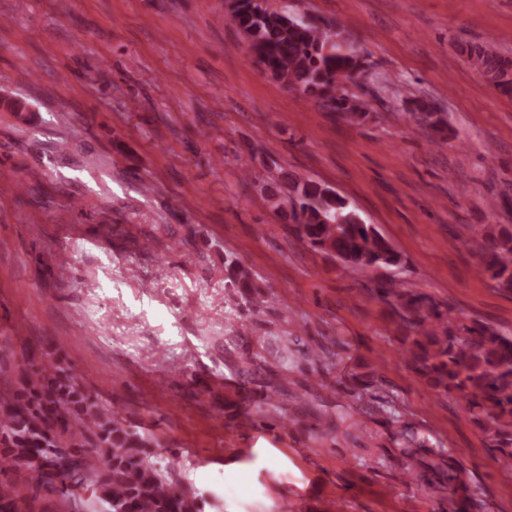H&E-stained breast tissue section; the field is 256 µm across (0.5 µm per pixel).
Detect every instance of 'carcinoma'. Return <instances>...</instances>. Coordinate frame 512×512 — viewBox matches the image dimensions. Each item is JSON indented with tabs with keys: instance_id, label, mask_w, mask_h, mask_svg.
Instances as JSON below:
<instances>
[{
	"instance_id": "1",
	"label": "carcinoma",
	"mask_w": 512,
	"mask_h": 512,
	"mask_svg": "<svg viewBox=\"0 0 512 512\" xmlns=\"http://www.w3.org/2000/svg\"><path fill=\"white\" fill-rule=\"evenodd\" d=\"M231 21L244 32L252 58L269 77L294 94L331 109L336 119L360 124L367 113L363 101L340 89L339 76L363 66L364 56L338 24L306 19L288 6L259 0H233ZM470 64L504 95H512V59L487 40L469 49ZM408 123L425 126L433 141L445 140V127L436 112L423 107L407 114ZM287 203L294 235L313 250L334 259L348 271L389 269L402 257L374 224L362 221L347 199L325 183L288 175ZM478 272L500 288L512 289V225L497 224L484 232L478 246ZM224 287L250 299L257 285L245 262L224 258ZM374 298L391 309V317L412 370L434 389L464 401V409L486 435L490 446L512 466V336L479 320L449 317L448 311L425 294L394 281L378 282ZM77 386L70 377L52 384L55 394L32 387L25 402L0 410V433L17 447L9 449L12 463L24 464L35 487L75 501L80 512H204V499L187 492L148 460L144 447L149 435L133 438L116 420L107 419L85 402L78 408L63 404L61 395ZM257 395L260 417L280 424L288 415L270 412L281 383ZM65 413V429L98 430L108 447L99 465L72 449L40 443L44 438L36 419ZM99 478L100 494L84 499L81 491Z\"/></svg>"
}]
</instances>
